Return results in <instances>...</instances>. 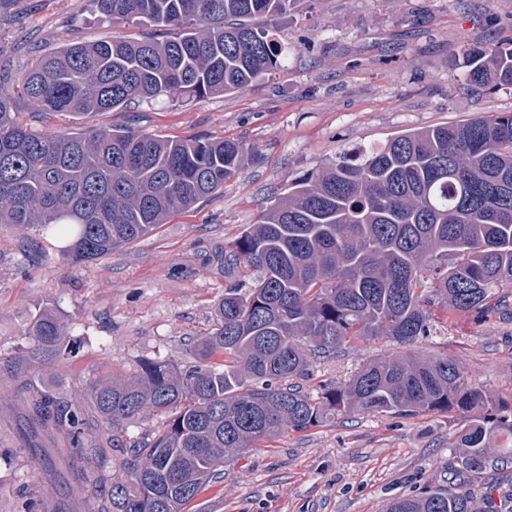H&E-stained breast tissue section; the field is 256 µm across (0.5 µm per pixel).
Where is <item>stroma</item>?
<instances>
[{"instance_id":"stroma-1","label":"stroma","mask_w":512,"mask_h":512,"mask_svg":"<svg viewBox=\"0 0 512 512\" xmlns=\"http://www.w3.org/2000/svg\"><path fill=\"white\" fill-rule=\"evenodd\" d=\"M276 26L287 62L240 92L92 114L38 115L18 104L21 120L45 131L129 126L226 137L257 146L259 157L192 211L82 265L62 258L49 228L0 224V358L27 346L28 323L50 308L75 353L38 377L71 400L147 361L196 364L195 341L213 325L228 285L225 250L291 180L410 130L512 113V86L466 78L471 49L512 44V0H304ZM167 35L104 18L93 0H15L0 19V65L23 72L73 43ZM32 241L45 252L37 263L24 256ZM434 321L414 351L453 356L470 383L512 403V316L484 322L439 310ZM398 351L385 338L355 342L315 366L312 380L343 384L367 360ZM464 422L455 412L339 413L247 450L191 512H383L426 484L447 485L448 442ZM52 487L41 456L0 453V512H21L26 499L51 512L42 493Z\"/></svg>"}]
</instances>
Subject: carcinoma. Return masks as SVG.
Wrapping results in <instances>:
<instances>
[{
	"mask_svg": "<svg viewBox=\"0 0 512 512\" xmlns=\"http://www.w3.org/2000/svg\"><path fill=\"white\" fill-rule=\"evenodd\" d=\"M107 19L170 27L165 40L65 46L24 73L0 69V224L58 226L74 264L111 254L184 214L241 174L258 150L235 139L159 137L134 128L38 132L28 107L108 112L129 102L229 94L282 66L274 21L300 0H93ZM467 79L512 85V47L470 52ZM231 282L216 327L197 341L198 365L147 361L101 380L87 403L33 372L71 357L51 310L28 346L0 361L24 404L16 433L49 443L70 491L53 512H185L224 478V465L284 431H307L333 411L468 415L448 443V487L396 498L385 512H512V491L490 474L512 468V404H493L448 355L410 353L369 363L348 384L303 387L314 364L356 340L412 344L431 333L430 308L482 320L512 284V114L422 128L340 155L287 192L231 243ZM164 412L163 430L132 439L125 425ZM114 448L123 475L103 471Z\"/></svg>",
	"mask_w": 512,
	"mask_h": 512,
	"instance_id": "obj_1",
	"label": "carcinoma"
}]
</instances>
